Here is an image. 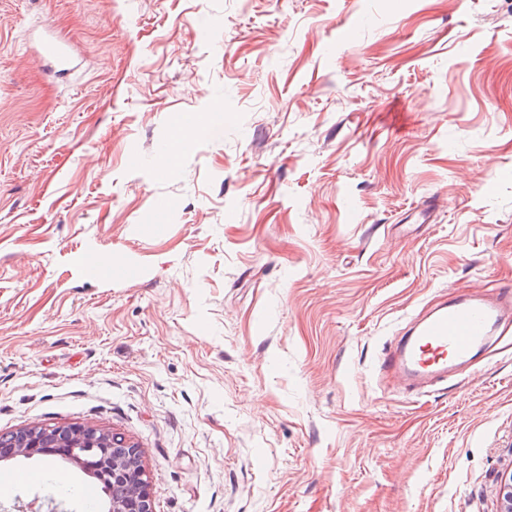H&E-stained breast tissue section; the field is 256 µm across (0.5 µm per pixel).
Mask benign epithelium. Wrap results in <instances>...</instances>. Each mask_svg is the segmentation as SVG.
<instances>
[{"label": "benign epithelium", "instance_id": "benign-epithelium-1", "mask_svg": "<svg viewBox=\"0 0 512 512\" xmlns=\"http://www.w3.org/2000/svg\"><path fill=\"white\" fill-rule=\"evenodd\" d=\"M17 434L18 441L0 446V462L22 455L61 456L82 464L102 482L111 481L131 488L125 498L112 500L108 512H153L142 467L133 464V460L140 458L139 449L110 439L88 425L21 429Z\"/></svg>", "mask_w": 512, "mask_h": 512}]
</instances>
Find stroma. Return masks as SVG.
Returning <instances> with one entry per match:
<instances>
[{"instance_id": "35a3bbf8", "label": "stroma", "mask_w": 512, "mask_h": 512, "mask_svg": "<svg viewBox=\"0 0 512 512\" xmlns=\"http://www.w3.org/2000/svg\"><path fill=\"white\" fill-rule=\"evenodd\" d=\"M504 286L512 0H0V435L120 437L154 512H500L512 348L379 366Z\"/></svg>"}]
</instances>
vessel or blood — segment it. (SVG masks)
I'll return each mask as SVG.
<instances>
[{"mask_svg":"<svg viewBox=\"0 0 512 512\" xmlns=\"http://www.w3.org/2000/svg\"><path fill=\"white\" fill-rule=\"evenodd\" d=\"M510 323L511 288L436 303L389 343L381 371L407 390H421L426 382L444 380L455 366L481 361Z\"/></svg>","mask_w":512,"mask_h":512,"instance_id":"vessel-or-blood-1","label":"vessel or blood"}]
</instances>
